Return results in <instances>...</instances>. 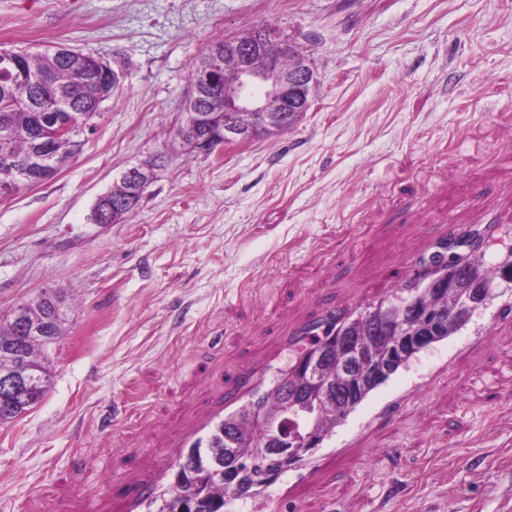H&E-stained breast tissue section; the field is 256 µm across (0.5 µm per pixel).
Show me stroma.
<instances>
[{
	"label": "stroma",
	"instance_id": "obj_1",
	"mask_svg": "<svg viewBox=\"0 0 512 512\" xmlns=\"http://www.w3.org/2000/svg\"><path fill=\"white\" fill-rule=\"evenodd\" d=\"M270 22L318 71L288 132L204 154L191 67ZM119 76L81 154L0 200V316L63 289L53 385L0 426V512H130L183 430L300 332L404 287L449 225L512 244V0H0V47ZM161 159L135 215L91 212ZM512 290L373 391L252 512H512Z\"/></svg>",
	"mask_w": 512,
	"mask_h": 512
}]
</instances>
